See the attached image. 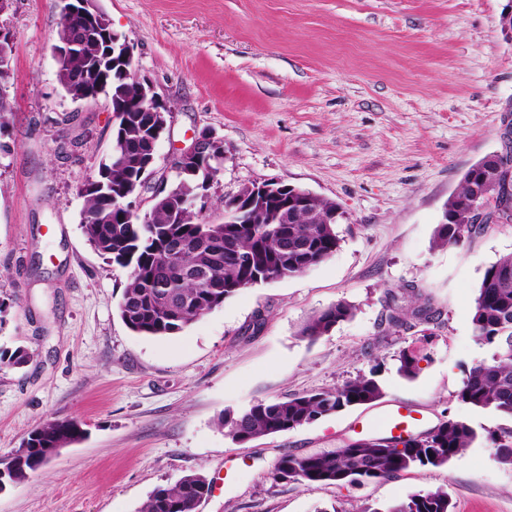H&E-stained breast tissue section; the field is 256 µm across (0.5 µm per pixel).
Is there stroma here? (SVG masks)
Here are the masks:
<instances>
[{
  "label": "stroma",
  "instance_id": "1",
  "mask_svg": "<svg viewBox=\"0 0 512 512\" xmlns=\"http://www.w3.org/2000/svg\"><path fill=\"white\" fill-rule=\"evenodd\" d=\"M134 46L135 67L172 112L156 146L169 170L192 133L224 142L208 220L225 195L275 177L340 203L337 251L245 289L182 331L131 332L117 314L126 273L88 244L81 187L112 150L101 98L73 102L57 79V0H13L0 16L14 51L0 130V459L40 423L87 432L0 491V512H139L192 472L212 484L198 512H359L444 489L455 512H512V465L479 440L447 465L363 484L301 486L273 476L283 454L329 453L359 418L401 400L428 425L456 417L512 431V418L456 394L488 354L471 311L484 271L512 252V224L433 248L448 198L512 126V0H97ZM74 120L61 126L66 114ZM415 290L440 324L384 331ZM354 316L316 341L299 334L337 301ZM422 357L412 380L398 356ZM378 372L384 395L239 445L221 422L257 401L333 389Z\"/></svg>",
  "mask_w": 512,
  "mask_h": 512
}]
</instances>
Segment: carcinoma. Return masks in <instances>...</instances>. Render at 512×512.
I'll return each instance as SVG.
<instances>
[{"label": "carcinoma", "mask_w": 512, "mask_h": 512, "mask_svg": "<svg viewBox=\"0 0 512 512\" xmlns=\"http://www.w3.org/2000/svg\"><path fill=\"white\" fill-rule=\"evenodd\" d=\"M112 37L86 39L58 71L68 95L78 92L82 75L104 69L111 78L98 91L112 102V112L135 105L138 87L123 79L106 54ZM156 150L146 113L123 112L113 132L112 151L85 182L82 225L89 245L107 262L123 269L127 284L118 304L123 323L134 333L164 336L177 333L206 313L224 305L238 292L259 283L301 274L333 255L340 238L336 224L343 216L339 204L308 191L291 188L301 204L288 209V223L274 209L260 210L246 223L210 222L204 207L193 206L204 189V177L216 175L224 156L203 159L198 174L179 176L149 209L148 218L129 222L123 203L137 180L143 159ZM512 154H493L471 166L457 191L448 198L436 225L432 245L444 247L472 241L492 224H512L509 207L498 205L479 216L477 206L502 195ZM354 306L339 301L312 313L300 336L314 341L351 319ZM440 314L423 302L411 311L393 309L386 330H409L436 324ZM472 324L479 340L491 348L489 358L469 368L457 392L460 402L474 409L512 417V253L500 256L484 272L474 299ZM422 357L404 351L398 372L413 378ZM384 393L376 372L358 375L336 389L296 395L285 400L257 401L237 416H225L227 435L244 444L285 432L345 407L372 403ZM74 418L47 420L33 429L3 467L5 484L24 481L48 463L54 453L84 437ZM476 430L466 421L449 418L431 430L388 444L381 438L359 437L334 452L281 456L275 478L301 485H336L394 478L416 466L438 467L471 447ZM487 439L500 449L497 461L512 465V433ZM211 483L200 473L157 487L140 512H197ZM448 493L441 489L411 493L386 510L362 512H453Z\"/></svg>", "instance_id": "carcinoma-1"}]
</instances>
